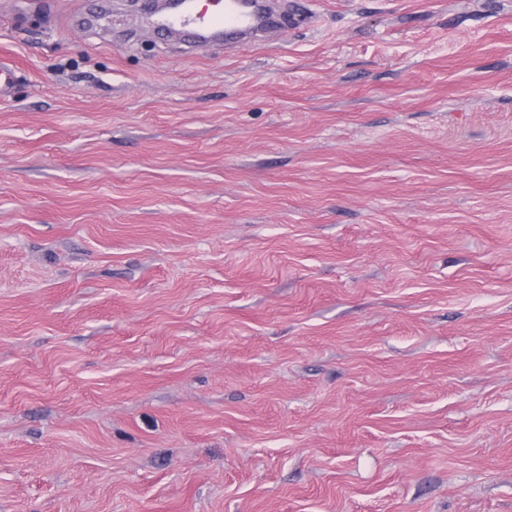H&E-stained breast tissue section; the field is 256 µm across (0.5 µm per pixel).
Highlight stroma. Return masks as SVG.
I'll use <instances>...</instances> for the list:
<instances>
[{
	"label": "stroma",
	"mask_w": 512,
	"mask_h": 512,
	"mask_svg": "<svg viewBox=\"0 0 512 512\" xmlns=\"http://www.w3.org/2000/svg\"><path fill=\"white\" fill-rule=\"evenodd\" d=\"M279 4L0 0V512H512V0ZM234 1L225 0L223 11L211 15L199 13L195 10V6L180 8V12L176 15L160 16L157 23L165 28L184 29L198 36L201 44L224 33L234 34L243 40L256 41L269 21L268 13L259 1H257L255 15L243 12Z\"/></svg>",
	"instance_id": "1"
}]
</instances>
